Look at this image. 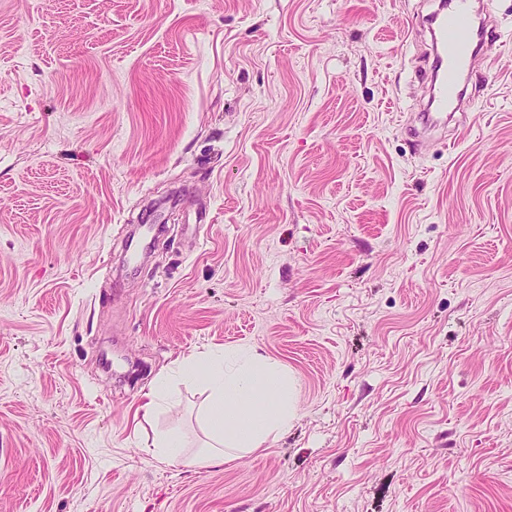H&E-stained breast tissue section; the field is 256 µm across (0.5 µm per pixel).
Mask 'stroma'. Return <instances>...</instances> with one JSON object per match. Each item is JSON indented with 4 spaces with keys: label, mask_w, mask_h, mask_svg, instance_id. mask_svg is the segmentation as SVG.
<instances>
[{
    "label": "stroma",
    "mask_w": 512,
    "mask_h": 512,
    "mask_svg": "<svg viewBox=\"0 0 512 512\" xmlns=\"http://www.w3.org/2000/svg\"><path fill=\"white\" fill-rule=\"evenodd\" d=\"M414 147L435 0H0V512H512V0ZM205 213L204 223L195 216ZM288 431L220 466L192 354ZM175 373L207 384L210 400L202 415L210 442L199 454L184 458L176 433L156 435L146 448L163 460L197 467L224 464V458L260 448L271 435L288 429L296 416L288 375L255 350L191 355L177 364Z\"/></svg>",
    "instance_id": "stroma-1"
}]
</instances>
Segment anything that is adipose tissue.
<instances>
[{"mask_svg": "<svg viewBox=\"0 0 512 512\" xmlns=\"http://www.w3.org/2000/svg\"><path fill=\"white\" fill-rule=\"evenodd\" d=\"M176 374L205 381L210 400L202 415L210 441L186 459L179 452V436L162 433L149 446L155 457L197 467L220 464L260 448L296 416L295 389L287 374L256 351L192 355L178 363Z\"/></svg>", "mask_w": 512, "mask_h": 512, "instance_id": "1", "label": "adipose tissue"}]
</instances>
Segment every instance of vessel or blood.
<instances>
[{
  "label": "vessel or blood",
  "instance_id": "b4317fda",
  "mask_svg": "<svg viewBox=\"0 0 512 512\" xmlns=\"http://www.w3.org/2000/svg\"><path fill=\"white\" fill-rule=\"evenodd\" d=\"M429 30L434 44L429 104L421 129L412 132L416 139L422 130L445 126L448 117L460 111L461 80L474 72L476 49L488 34L474 23L473 0H440L429 16Z\"/></svg>",
  "mask_w": 512,
  "mask_h": 512
}]
</instances>
